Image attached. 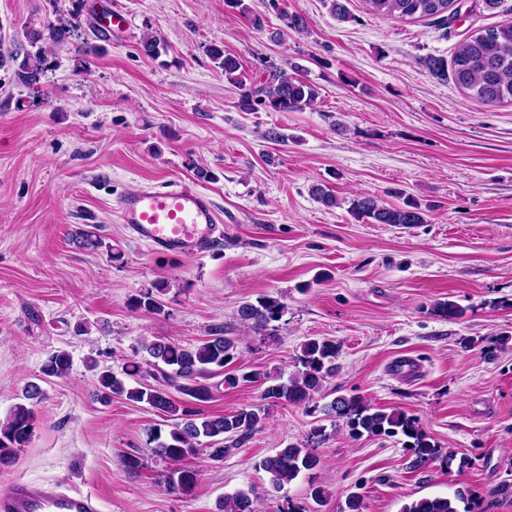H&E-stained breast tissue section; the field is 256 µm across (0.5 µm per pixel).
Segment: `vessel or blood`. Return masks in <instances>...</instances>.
<instances>
[{
    "label": "vessel or blood",
    "mask_w": 512,
    "mask_h": 512,
    "mask_svg": "<svg viewBox=\"0 0 512 512\" xmlns=\"http://www.w3.org/2000/svg\"><path fill=\"white\" fill-rule=\"evenodd\" d=\"M115 211L131 236L164 252L200 256L224 234L211 197L184 183H144L117 197ZM0 512H97V504L57 485L18 481L0 492Z\"/></svg>",
    "instance_id": "1"
}]
</instances>
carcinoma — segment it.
<instances>
[{"label": "carcinoma", "instance_id": "obj_1", "mask_svg": "<svg viewBox=\"0 0 512 512\" xmlns=\"http://www.w3.org/2000/svg\"><path fill=\"white\" fill-rule=\"evenodd\" d=\"M372 14L398 19L437 18L446 13L455 15L456 0H362ZM70 29L62 18L48 23L41 31L27 34L31 49L18 44L3 56L0 68L9 62L20 61L15 77L31 86L45 70L46 58L38 43L59 44ZM210 55L221 61L224 78L231 84L244 88L240 108L249 112L263 106L273 112H303L317 104L320 92L315 84L301 80L284 70L269 73L264 81L246 85L239 60L224 53L218 45L209 48ZM452 76L457 86L469 92L472 98L490 104H512V21L478 29L459 44L452 62ZM349 212L357 221L371 224H399L411 227L426 223V213L414 202L393 206L373 196L357 195L351 199ZM165 291L162 284L155 291H147L135 298L137 310L156 312L161 309L157 294ZM285 304L277 298L261 297L256 302L246 301L237 309L243 327L261 333L271 323L279 321ZM238 340L224 335V328H215L210 336L195 345L183 346L169 340L155 338L144 340L135 354L142 361L133 362L124 371L128 377L147 372L156 384L130 386L109 367L93 363L96 370V387L93 397L108 403L112 397H123L133 403H145L158 413L172 420L171 429L163 433L156 429L149 433L147 444L151 454L170 464L166 479L167 490L189 491L197 480V471L183 462L193 456L206 454L215 462L224 460L229 448L244 443L260 431L268 417L260 405L241 408L233 413L206 416L198 405L213 399V386L209 380L224 375V384L235 387L239 382L258 383L264 386L263 399L273 403L305 405L312 412L343 418L355 437L408 438L405 447L413 452V463L423 467L438 458L440 448L419 426L417 418L404 411L376 410L357 394L338 395L325 404L315 399L321 394L328 378L337 369L339 349L328 340L309 339L301 345L297 356V370L287 379L258 368L236 377L224 374V366L235 356ZM72 366L70 354L58 350L50 354L41 367V381L65 378ZM180 398L171 395V391ZM44 391L32 382L23 392V402L13 405L0 419V467L12 465L21 450L30 443L36 423L35 406L43 399ZM324 436L318 426L311 430L308 445L290 444L274 455L262 459L258 467L269 475L271 488L279 492L301 473H313L321 467V457L312 447L314 439ZM464 501L465 495L457 492L456 499L448 497H421L401 508V512H458L455 501ZM261 493L255 489H239L226 494L217 505V512H260Z\"/></svg>", "mask_w": 512, "mask_h": 512}]
</instances>
